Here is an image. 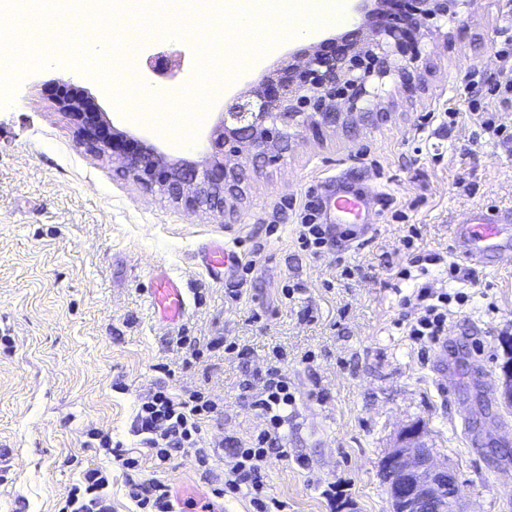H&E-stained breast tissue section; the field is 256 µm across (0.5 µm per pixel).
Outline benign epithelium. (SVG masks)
I'll use <instances>...</instances> for the list:
<instances>
[{"label":"benign epithelium","instance_id":"7a95c632","mask_svg":"<svg viewBox=\"0 0 512 512\" xmlns=\"http://www.w3.org/2000/svg\"><path fill=\"white\" fill-rule=\"evenodd\" d=\"M450 3L408 0L402 26L380 21L387 0H354L359 20L342 37L343 47L328 55L313 46L278 78L265 76L252 95L234 100L222 113L211 141V160L201 168L185 160L172 161L157 147L110 129L104 113L88 111L63 83L56 96L75 121L81 144L112 156L144 191L232 217L237 210L227 200L236 193L245 162L277 163L288 144L289 129L334 125L340 106L352 112L369 100L370 80H381L394 68L409 75L417 62L401 59L391 65L388 57L402 53L412 35L430 21L448 16ZM382 468L392 512H463L455 474L437 462L420 427L399 433Z\"/></svg>","mask_w":512,"mask_h":512}]
</instances>
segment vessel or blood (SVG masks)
<instances>
[{"instance_id":"1","label":"vessel or blood","mask_w":512,"mask_h":512,"mask_svg":"<svg viewBox=\"0 0 512 512\" xmlns=\"http://www.w3.org/2000/svg\"><path fill=\"white\" fill-rule=\"evenodd\" d=\"M377 197L348 175L339 174L324 180L319 188L317 203L321 223L345 226H372ZM452 242L456 252L467 263L484 267L512 266V211L492 212L474 207L463 213L453 225ZM150 301L163 322L173 324L186 311L187 290L181 280L164 268L150 276Z\"/></svg>"}]
</instances>
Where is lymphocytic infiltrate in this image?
<instances>
[{
	"label": "lymphocytic infiltrate",
	"mask_w": 512,
	"mask_h": 512,
	"mask_svg": "<svg viewBox=\"0 0 512 512\" xmlns=\"http://www.w3.org/2000/svg\"><path fill=\"white\" fill-rule=\"evenodd\" d=\"M415 300L411 316L402 325L407 336L425 349L437 344L447 331L451 304L467 302L468 297L462 292L451 295L436 291L424 283L418 286ZM271 354L273 364L262 375L261 388L249 398L251 410L263 417L265 426L244 446L235 449L224 485L214 491L218 497L227 492L246 495L252 512H285L284 502L270 494L261 470L269 460L288 454L281 430L296 396L280 368L286 352L276 347ZM218 410L217 400L202 392L179 396L160 385L139 398L135 434L142 447L147 448L155 468L164 469L174 453L196 447L203 423ZM107 483L106 475L90 474L85 483L73 485L66 492L58 512H109L102 493ZM128 495L137 512H174L173 494L164 482L152 479L131 485Z\"/></svg>",
	"instance_id": "1"
}]
</instances>
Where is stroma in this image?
Here are the masks:
<instances>
[{
	"label": "stroma",
	"instance_id": "stroma-1",
	"mask_svg": "<svg viewBox=\"0 0 512 512\" xmlns=\"http://www.w3.org/2000/svg\"><path fill=\"white\" fill-rule=\"evenodd\" d=\"M510 17L512 0H454L419 46L412 92L386 78L371 110L339 114L316 137L290 136L276 165L247 164L232 221L145 192L112 158L86 151L56 84L118 130L200 164L225 103L346 26L282 41L215 92L209 73L228 62L208 51L215 21L185 19L188 35L171 37L170 21L159 19L142 35L136 79L171 96L139 107L174 126L183 104L198 101L201 114L183 140L132 122L115 101L110 69L88 64L69 33L33 43L47 61L0 77V336L13 342L11 352L0 350V512H58L91 468L110 475L111 512H134L128 488L149 479L211 495L237 442L263 426L246 387L258 384L276 346L288 354L281 368L296 403L283 428L288 455L271 459L263 476L288 512H391L381 460L413 424L456 475L467 512H512V405L489 401L483 388L499 386L512 359V267L463 265L470 281L446 287L468 301L449 317L447 342L426 352L396 325L413 284L394 276L425 257L455 261L451 229L467 210H512V141L476 142L466 113L471 76L495 83L512 73L494 47ZM158 55L171 77L152 72ZM451 109L460 113L456 125L440 124L438 113ZM342 172L381 194L376 223L366 234L345 228L338 248L309 255L294 226L310 189ZM214 239L237 255L256 253L252 273L228 265L210 274L199 254ZM159 267L180 276L188 294L185 317L170 327L149 298ZM287 286L296 289L289 301ZM236 287L237 301L228 296ZM181 336L203 346L199 359L190 360ZM218 339L236 341L244 355L224 353ZM445 369L456 380L451 395L438 385ZM159 385L220 400L222 412L201 434L206 466L189 451L166 470L147 459L129 472L88 441L87 430L100 429L136 449V402Z\"/></svg>",
	"mask_w": 512,
	"mask_h": 512
}]
</instances>
